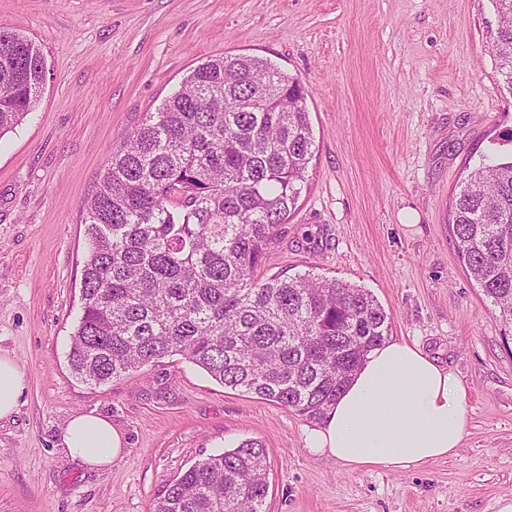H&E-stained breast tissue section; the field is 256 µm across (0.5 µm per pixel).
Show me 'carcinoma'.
<instances>
[{
    "instance_id": "obj_1",
    "label": "carcinoma",
    "mask_w": 512,
    "mask_h": 512,
    "mask_svg": "<svg viewBox=\"0 0 512 512\" xmlns=\"http://www.w3.org/2000/svg\"><path fill=\"white\" fill-rule=\"evenodd\" d=\"M512 93V0H492ZM47 62L0 30V138L36 106ZM301 80L264 58L219 56L110 148L84 206L88 252L68 362L101 386L179 355L227 388L320 420L390 316L366 289L311 273L252 278L305 187L316 146ZM452 232L485 301L512 328V157L452 200ZM257 439L198 461L153 512H263Z\"/></svg>"
}]
</instances>
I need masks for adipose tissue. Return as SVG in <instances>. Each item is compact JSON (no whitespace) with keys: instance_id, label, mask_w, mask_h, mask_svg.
<instances>
[{"instance_id":"adipose-tissue-1","label":"adipose tissue","mask_w":512,"mask_h":512,"mask_svg":"<svg viewBox=\"0 0 512 512\" xmlns=\"http://www.w3.org/2000/svg\"><path fill=\"white\" fill-rule=\"evenodd\" d=\"M465 398L457 374L419 347L389 340L367 353L309 434L308 447L350 470H414L456 454L466 432ZM60 444L72 459L95 470L124 451L111 422L92 414L72 417Z\"/></svg>"}]
</instances>
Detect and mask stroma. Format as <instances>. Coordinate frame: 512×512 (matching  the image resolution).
Returning a JSON list of instances; mask_svg holds the SVG:
<instances>
[{"label": "stroma", "instance_id": "1", "mask_svg": "<svg viewBox=\"0 0 512 512\" xmlns=\"http://www.w3.org/2000/svg\"><path fill=\"white\" fill-rule=\"evenodd\" d=\"M491 0H0L47 73L0 138V355L26 379L0 419V512H151L162 487L246 439L268 451L264 512H498L512 499V342L459 257L449 203L485 156L512 154ZM251 55L308 90L309 182L256 268L367 289L392 339L465 383L452 457L351 471L313 455L315 421L217 383L180 356L94 387L68 364L88 242L82 204L108 151L207 59ZM93 414L125 451L103 469L60 436Z\"/></svg>", "mask_w": 512, "mask_h": 512}]
</instances>
